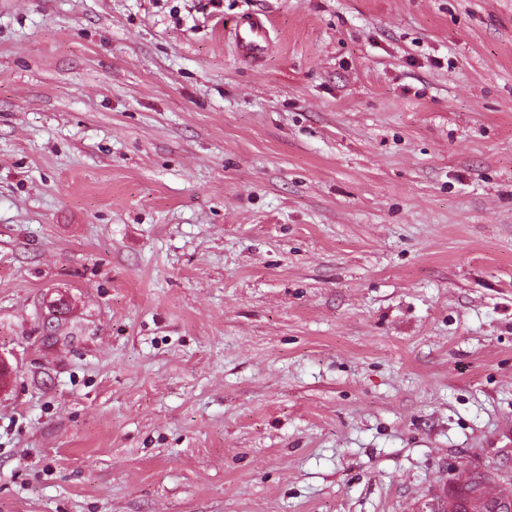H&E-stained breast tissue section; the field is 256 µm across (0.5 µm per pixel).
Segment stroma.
Returning <instances> with one entry per match:
<instances>
[{"label":"stroma","mask_w":512,"mask_h":512,"mask_svg":"<svg viewBox=\"0 0 512 512\" xmlns=\"http://www.w3.org/2000/svg\"><path fill=\"white\" fill-rule=\"evenodd\" d=\"M0 357V512L504 485L512 0H0ZM231 35L239 54L253 61L263 58L271 41L269 28L257 17L237 22Z\"/></svg>","instance_id":"35a3bbf8"}]
</instances>
